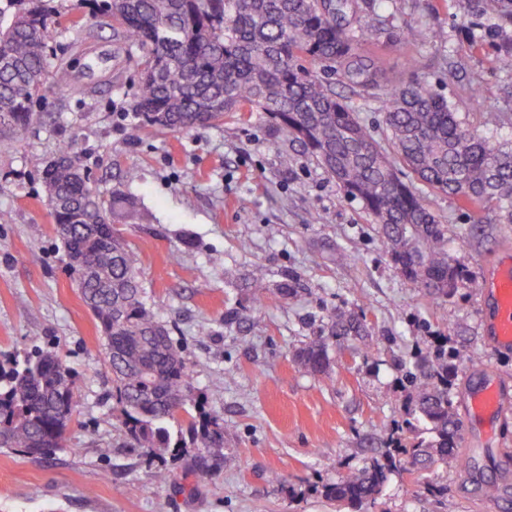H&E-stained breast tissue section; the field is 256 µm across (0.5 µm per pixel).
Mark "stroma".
<instances>
[{"instance_id": "35a3bbf8", "label": "stroma", "mask_w": 512, "mask_h": 512, "mask_svg": "<svg viewBox=\"0 0 512 512\" xmlns=\"http://www.w3.org/2000/svg\"><path fill=\"white\" fill-rule=\"evenodd\" d=\"M380 12L399 28L442 27L448 41H372L365 52L396 77L416 68L461 121L512 143V120H497L512 117V76L495 65L492 19L463 16L450 0H383ZM57 42L73 93L44 84L37 118L0 151V354L54 350L78 375L80 403L55 453L0 448V512H507L442 463L428 473L445 487L439 497L420 493L405 473L355 509L337 508L324 488L363 466L371 445L402 421V365L425 357L435 336L465 342L505 388L482 474L512 486V349L491 348L482 322L483 280L512 257V224L431 195L448 226V252L469 274L432 305L395 270L363 204L301 147L275 138L264 114L184 133L141 129L132 110L138 68L120 52L111 22ZM64 141L104 199L123 197L110 222L138 256L147 302L182 347L194 383L188 411L224 419L209 473L193 471L195 448L175 458L133 445L113 407L100 331L38 181ZM130 168L139 175L131 184ZM340 250L349 263H337ZM258 265L268 283L295 279L297 296L256 303L249 281ZM329 311L364 315L369 335L336 343L327 371L312 373L296 353ZM480 365L458 362L463 390L479 383ZM161 467L168 482L154 477ZM275 472L281 481H271Z\"/></svg>"}]
</instances>
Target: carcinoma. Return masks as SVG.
<instances>
[{
  "label": "carcinoma",
  "instance_id": "cac0c4a2",
  "mask_svg": "<svg viewBox=\"0 0 512 512\" xmlns=\"http://www.w3.org/2000/svg\"><path fill=\"white\" fill-rule=\"evenodd\" d=\"M59 0H0V150L27 131L43 85L72 91L67 64L54 57L59 37ZM87 22L115 24L127 53L138 54L140 72L132 101L141 127L182 132L219 125L232 112L263 113L278 138L300 146L349 199H358L378 224L382 242L400 274L431 302L448 299L468 271L448 256V225L432 210V191L453 195L468 209L490 207L498 224H512V146L497 145L465 128L419 78L392 79L362 50L383 35L389 40L435 45L440 28L395 29L378 14L379 0H85ZM467 15L495 21L496 65L512 72V0H458ZM382 103L381 122L394 146L383 152L369 127L336 93ZM60 163H48L40 181L53 222L69 224L62 241L68 257L84 266L70 271L104 338L112 374V401L128 435L148 453H184L185 441L204 454L224 445V419L202 412L172 438L177 414L193 394L191 373L147 303L137 257L112 231L105 201L90 185L67 144ZM292 282L260 288L256 301L290 300ZM327 335L298 354L310 372L330 365L329 342L368 335L352 314L326 315ZM479 363L472 351L437 339L433 353L404 366L409 388L403 420L383 448L361 468L325 487L338 504L376 499L404 468L418 475L426 493L444 486L427 479L438 462L462 468L458 450V383L455 363ZM79 405L73 369L50 351L23 360H0V447L46 455L62 447Z\"/></svg>",
  "mask_w": 512,
  "mask_h": 512
}]
</instances>
